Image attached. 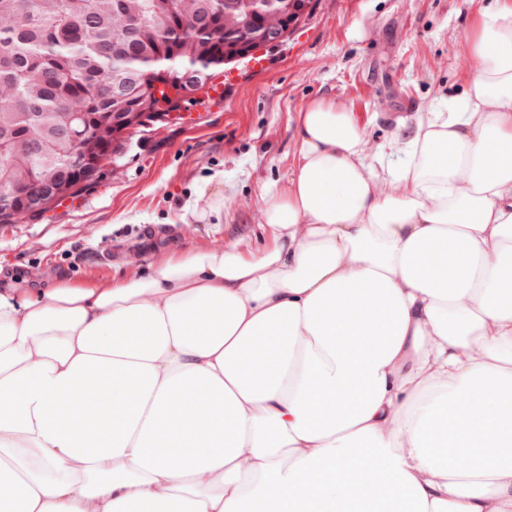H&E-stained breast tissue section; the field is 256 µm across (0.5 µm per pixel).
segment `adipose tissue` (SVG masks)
<instances>
[{
    "label": "adipose tissue",
    "mask_w": 512,
    "mask_h": 512,
    "mask_svg": "<svg viewBox=\"0 0 512 512\" xmlns=\"http://www.w3.org/2000/svg\"><path fill=\"white\" fill-rule=\"evenodd\" d=\"M387 143L301 114L262 243L0 289V512H512V10Z\"/></svg>",
    "instance_id": "adipose-tissue-1"
}]
</instances>
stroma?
I'll use <instances>...</instances> for the list:
<instances>
[{"label":"stroma","instance_id":"stroma-1","mask_svg":"<svg viewBox=\"0 0 512 512\" xmlns=\"http://www.w3.org/2000/svg\"><path fill=\"white\" fill-rule=\"evenodd\" d=\"M512 0H312L267 69L219 101L188 100L129 140L78 195L0 224V288L136 274L171 253L261 243L263 188L284 180L302 110L344 107L377 147L468 82L480 15Z\"/></svg>","mask_w":512,"mask_h":512}]
</instances>
